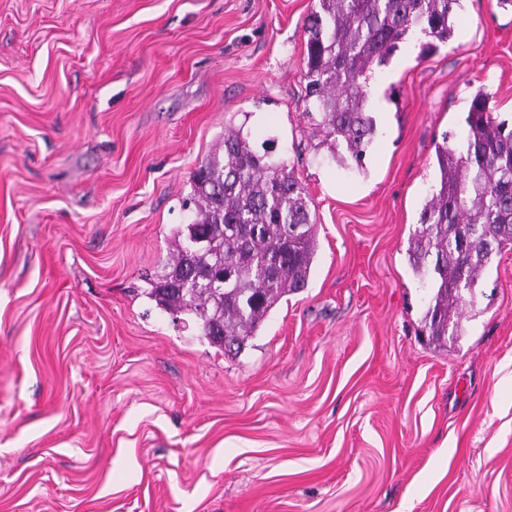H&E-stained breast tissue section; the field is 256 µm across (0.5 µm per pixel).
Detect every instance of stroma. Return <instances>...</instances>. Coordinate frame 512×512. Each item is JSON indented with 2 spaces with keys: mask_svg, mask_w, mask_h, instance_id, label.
I'll list each match as a JSON object with an SVG mask.
<instances>
[{
  "mask_svg": "<svg viewBox=\"0 0 512 512\" xmlns=\"http://www.w3.org/2000/svg\"><path fill=\"white\" fill-rule=\"evenodd\" d=\"M318 0H0V512H512V246L430 341L410 241L485 87L512 126V8L462 0L367 82L363 168L317 132ZM287 161L316 214L307 288L244 350L145 273L224 136Z\"/></svg>",
  "mask_w": 512,
  "mask_h": 512,
  "instance_id": "35a3bbf8",
  "label": "stroma"
}]
</instances>
